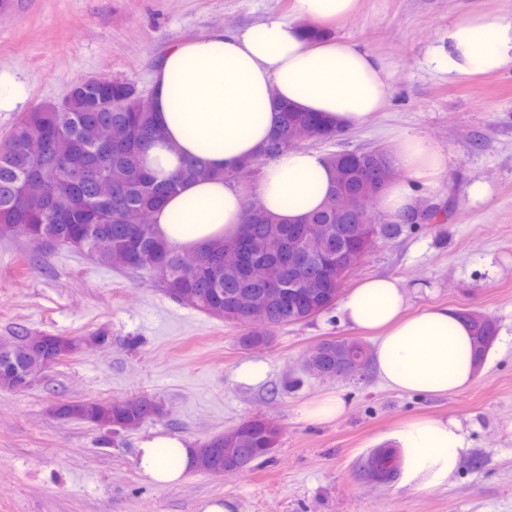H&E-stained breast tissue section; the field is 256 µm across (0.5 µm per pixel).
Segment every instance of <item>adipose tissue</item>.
<instances>
[{"instance_id":"ef3b65f1","label":"adipose tissue","mask_w":512,"mask_h":512,"mask_svg":"<svg viewBox=\"0 0 512 512\" xmlns=\"http://www.w3.org/2000/svg\"><path fill=\"white\" fill-rule=\"evenodd\" d=\"M357 0H294V18L269 17L240 30L216 32L171 49L154 72L155 120L162 142L144 153L161 178L190 158L221 170L238 165L267 143L280 123L277 105L289 103L323 115L350 131L379 112L391 90L390 63L358 41H307L303 23L321 24L354 13ZM428 64L450 78L492 74L512 65V11L471 12L451 22ZM404 177L376 201L378 210L401 216L415 203L416 186L436 188L447 172L441 148L418 136H399L390 153ZM336 173L317 150L292 147L263 168L255 194L265 209L294 221L320 209ZM243 187L221 178L187 181L154 215L171 244L190 247L232 236L243 221ZM407 291L392 277L360 282L343 298L351 326L380 331L373 362L391 389L443 396L470 387L478 376L470 322L448 307L408 317ZM402 451L401 486L425 492L447 487L468 450L454 417L408 418L390 433ZM195 450L184 439L160 433L142 441L138 465L152 483L181 480L194 466Z\"/></svg>"}]
</instances>
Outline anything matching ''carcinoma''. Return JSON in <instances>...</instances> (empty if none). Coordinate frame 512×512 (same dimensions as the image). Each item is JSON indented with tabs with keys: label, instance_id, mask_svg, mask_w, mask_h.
<instances>
[{
	"label": "carcinoma",
	"instance_id": "obj_1",
	"mask_svg": "<svg viewBox=\"0 0 512 512\" xmlns=\"http://www.w3.org/2000/svg\"><path fill=\"white\" fill-rule=\"evenodd\" d=\"M306 124L312 126L316 142L340 134L326 119L283 105L280 125L257 155L218 173L200 160H189L180 171L160 179L143 158L145 146L158 139L160 131L135 85L122 80L91 84L82 79L63 100L41 104L26 113L0 145V233L19 234L37 245H62L118 270L152 271L159 275L168 295L228 323L238 322L239 303L250 297L256 302L257 326L241 336L242 345L249 347L276 327L307 321L330 309L337 273L324 259L341 257L349 250L362 251L361 241L346 242L345 231L355 228L357 220L337 212L336 196L343 190L377 199L389 185L387 174L394 168L387 152L328 154L338 179L325 205L305 217L304 223L313 225L316 232L301 257L288 252V223L257 201L248 205L239 234L256 239L258 258L270 276L288 290L307 281L321 284L319 294L293 305L268 294L264 282L224 269V248L231 239L221 237L195 247L198 261L188 266L177 247L160 236L154 225L142 222L143 215L158 211L188 179L218 176L254 189L267 161L291 146L294 127ZM48 127L57 128L60 137L53 149L44 153L38 138ZM105 128L112 130L108 148L102 147ZM55 210L69 213L71 223H55ZM438 218L437 209L424 216L413 209L399 221L374 225L375 234L380 240L392 241L405 228L435 224ZM24 336L23 328L15 329L13 341L0 351V361L6 359L20 371L40 375L46 370V350L76 354L105 339L100 333L79 338L49 336L42 342L26 341ZM311 354L323 376L336 371V340L321 341ZM52 413L59 419L119 430L158 416L159 407L155 400L143 396L62 401L52 407ZM277 441L278 434L255 417L230 447L241 457L239 467L245 469L258 449L274 448ZM209 448L207 442L196 449L194 468L214 474L224 467L226 456L216 458ZM373 469L383 477L393 475L396 466L390 452H380Z\"/></svg>",
	"mask_w": 512,
	"mask_h": 512
}]
</instances>
